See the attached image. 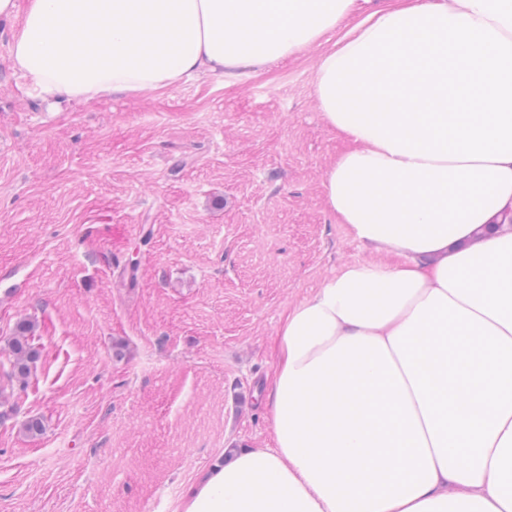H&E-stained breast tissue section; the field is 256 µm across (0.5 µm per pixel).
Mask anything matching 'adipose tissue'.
<instances>
[{
	"mask_svg": "<svg viewBox=\"0 0 512 512\" xmlns=\"http://www.w3.org/2000/svg\"><path fill=\"white\" fill-rule=\"evenodd\" d=\"M0 0L55 109L291 58L352 14L314 93L348 143L328 211L381 262L282 319L275 445L184 512H512V0Z\"/></svg>",
	"mask_w": 512,
	"mask_h": 512,
	"instance_id": "obj_1",
	"label": "adipose tissue"
}]
</instances>
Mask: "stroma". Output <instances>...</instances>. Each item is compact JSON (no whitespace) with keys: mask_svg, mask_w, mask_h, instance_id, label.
<instances>
[{"mask_svg":"<svg viewBox=\"0 0 512 512\" xmlns=\"http://www.w3.org/2000/svg\"><path fill=\"white\" fill-rule=\"evenodd\" d=\"M0 19V512H182L228 448L272 447L261 402L282 316L377 260L326 207L344 150L314 94L345 30L240 80L51 111ZM40 419L43 432L22 425ZM31 324L22 322L16 326L14 336L10 338V365L3 368V391L14 383L19 386L25 384L31 371V365L36 361L37 351L30 343Z\"/></svg>","mask_w":512,"mask_h":512,"instance_id":"35a3bbf8","label":"stroma"}]
</instances>
